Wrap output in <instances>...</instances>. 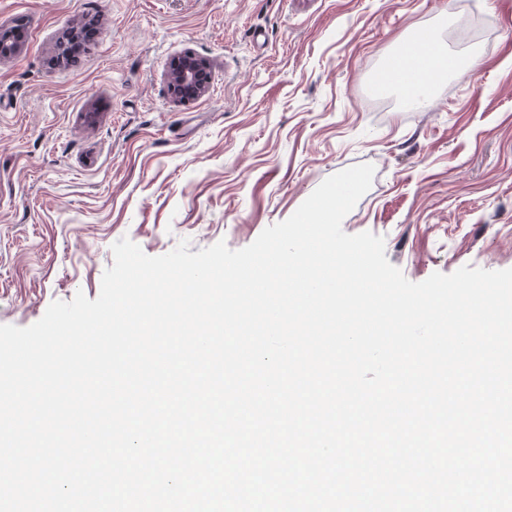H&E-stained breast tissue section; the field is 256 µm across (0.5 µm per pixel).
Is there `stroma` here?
Listing matches in <instances>:
<instances>
[{"instance_id":"35a3bbf8","label":"stroma","mask_w":512,"mask_h":512,"mask_svg":"<svg viewBox=\"0 0 512 512\" xmlns=\"http://www.w3.org/2000/svg\"><path fill=\"white\" fill-rule=\"evenodd\" d=\"M459 0H0L22 25L0 62V324L55 301L96 299L111 246L150 256L189 240L237 250L290 217L327 177L369 163L344 218L413 282L461 267L512 268V0H474L475 55L428 102L371 75L418 31L448 41ZM105 31L76 65L57 35ZM209 63L207 92L175 101L172 59Z\"/></svg>"}]
</instances>
